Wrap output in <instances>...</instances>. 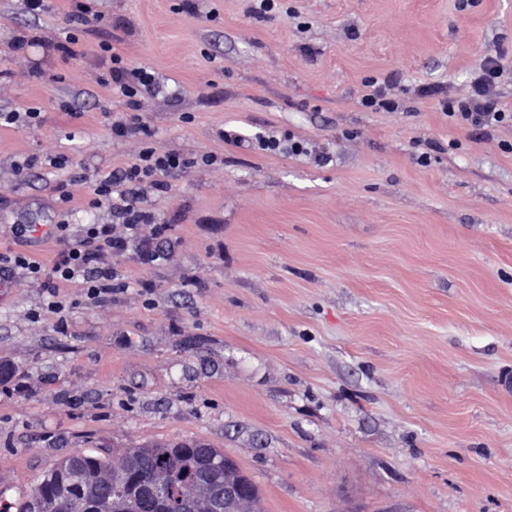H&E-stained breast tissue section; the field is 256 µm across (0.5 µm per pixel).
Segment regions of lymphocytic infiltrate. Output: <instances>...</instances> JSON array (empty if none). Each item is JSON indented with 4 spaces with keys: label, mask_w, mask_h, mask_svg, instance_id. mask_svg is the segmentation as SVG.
<instances>
[{
    "label": "lymphocytic infiltrate",
    "mask_w": 512,
    "mask_h": 512,
    "mask_svg": "<svg viewBox=\"0 0 512 512\" xmlns=\"http://www.w3.org/2000/svg\"><path fill=\"white\" fill-rule=\"evenodd\" d=\"M95 57L101 84L126 107L124 115L112 121L113 136L138 134L150 138L152 132L140 123L137 110L143 94L158 91L155 76L146 67H128L106 43L100 44ZM504 57L505 52L500 48L483 54L475 66L469 91L463 97H448L442 87L434 85L425 86L421 94L435 100L441 112L456 124L491 136L497 127L512 123V109L506 108L497 89ZM190 161L209 165L213 158L203 154ZM190 161L174 152L143 147L125 167L95 180L93 184L91 204L107 208L112 216L111 223L85 225L80 236L75 238L71 237L68 224H59V238L71 239L72 244L59 253L51 268H43L20 253H0V274L12 275L21 270L40 287L47 289L56 288L63 282H78L91 302H102L115 290L119 278L117 271L102 262V255L126 250L130 241L141 236L145 228L156 225L154 213L137 205L129 192L130 187L147 183L157 193H166L168 186L163 180L164 174Z\"/></svg>",
    "instance_id": "obj_1"
}]
</instances>
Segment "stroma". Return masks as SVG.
Here are the masks:
<instances>
[{
    "label": "stroma",
    "mask_w": 512,
    "mask_h": 512,
    "mask_svg": "<svg viewBox=\"0 0 512 512\" xmlns=\"http://www.w3.org/2000/svg\"><path fill=\"white\" fill-rule=\"evenodd\" d=\"M84 2L65 60L72 0H0V113L40 111L0 127V252L48 268L67 244L36 226L111 221L92 183L141 142L112 134L100 43L163 85L153 147L218 161L139 187L166 230L109 257L124 290L0 291V512L73 453L180 440L266 512H512V124L487 140L420 96L465 95L499 46L512 106V0ZM370 79L396 111L360 105Z\"/></svg>",
    "instance_id": "1"
}]
</instances>
